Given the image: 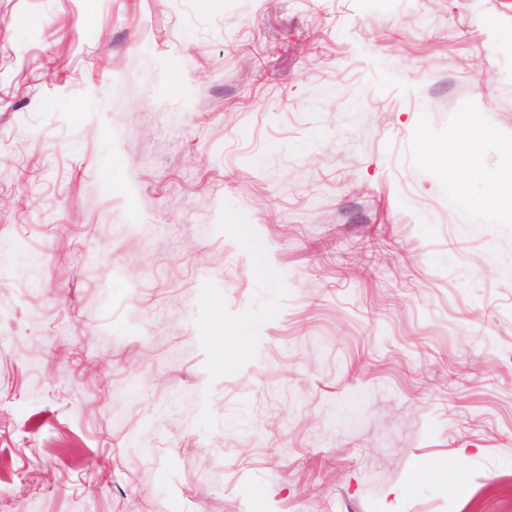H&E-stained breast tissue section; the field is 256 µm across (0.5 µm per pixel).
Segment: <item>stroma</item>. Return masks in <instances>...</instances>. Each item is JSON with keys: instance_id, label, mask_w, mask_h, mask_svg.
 Masks as SVG:
<instances>
[{"instance_id": "35a3bbf8", "label": "stroma", "mask_w": 512, "mask_h": 512, "mask_svg": "<svg viewBox=\"0 0 512 512\" xmlns=\"http://www.w3.org/2000/svg\"><path fill=\"white\" fill-rule=\"evenodd\" d=\"M466 112L478 194L512 0H0V512H512V216L421 150ZM454 202L462 209L472 212L508 213L512 214V178L507 180L492 179L486 190L481 194H472L460 183ZM214 331L212 335L217 336L207 337L215 338L222 348H228L239 360L243 361L251 355L253 335L248 325L226 324L222 318L216 323Z\"/></svg>"}]
</instances>
